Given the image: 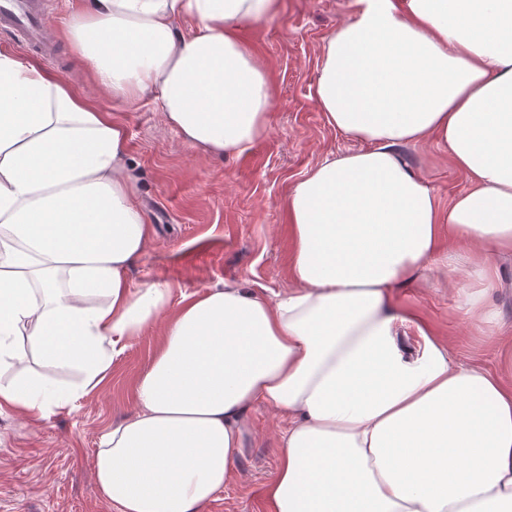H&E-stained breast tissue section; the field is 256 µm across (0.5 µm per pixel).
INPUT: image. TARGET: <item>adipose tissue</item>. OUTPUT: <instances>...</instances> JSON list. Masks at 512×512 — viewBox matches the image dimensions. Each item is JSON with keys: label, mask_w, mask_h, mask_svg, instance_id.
<instances>
[{"label": "adipose tissue", "mask_w": 512, "mask_h": 512, "mask_svg": "<svg viewBox=\"0 0 512 512\" xmlns=\"http://www.w3.org/2000/svg\"><path fill=\"white\" fill-rule=\"evenodd\" d=\"M312 94L361 141L291 186L292 288L183 296L131 288L150 228L125 173L127 132L39 64L0 52V413L46 419L97 388L145 327L160 344L133 415L100 437L118 512H199L232 480L247 411L288 419L274 512H512V387L458 364L392 302L473 252L462 307L495 331L484 249L512 251V0H354ZM279 0H92L65 37L113 97L157 94L185 144L232 156L263 138L274 92L236 35ZM191 21L190 34L176 22ZM435 139L466 173L448 209L401 147ZM448 227L441 248L440 225ZM74 370L67 386L23 368Z\"/></svg>", "instance_id": "adipose-tissue-1"}]
</instances>
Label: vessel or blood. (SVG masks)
Wrapping results in <instances>:
<instances>
[{"instance_id":"vessel-or-blood-1","label":"vessel or blood","mask_w":512,"mask_h":512,"mask_svg":"<svg viewBox=\"0 0 512 512\" xmlns=\"http://www.w3.org/2000/svg\"><path fill=\"white\" fill-rule=\"evenodd\" d=\"M46 25L43 0H0V30L12 32L29 50L51 58L55 48L45 36Z\"/></svg>"}]
</instances>
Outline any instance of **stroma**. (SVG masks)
<instances>
[{"instance_id":"35a3bbf8","label":"stroma","mask_w":512,"mask_h":512,"mask_svg":"<svg viewBox=\"0 0 512 512\" xmlns=\"http://www.w3.org/2000/svg\"><path fill=\"white\" fill-rule=\"evenodd\" d=\"M82 2L56 0L47 30L58 56L45 67L89 94L127 131L125 170L152 229L129 270L132 287L167 282L178 297L237 281L266 298L290 287L294 243L284 201L291 185L324 159L361 147L327 124L312 96L324 38L349 17L351 0H283L279 15L241 24L237 35L265 66L274 105L267 135L221 159L184 144L154 95L126 101L96 86L60 38ZM402 153L441 206L467 189L466 174L435 140L404 146ZM487 260L498 273L488 294L500 312L497 335H485L460 307L463 290L475 281L471 266L395 289L393 301L448 344L458 363L493 371L502 367V341H512V253ZM158 343V328L144 330L113 358L112 374L98 389L47 419L0 414V512H117L96 483L95 454L101 434L135 412L134 382ZM286 427L268 406H252L234 479L199 512H273L265 487L276 475Z\"/></svg>"}]
</instances>
